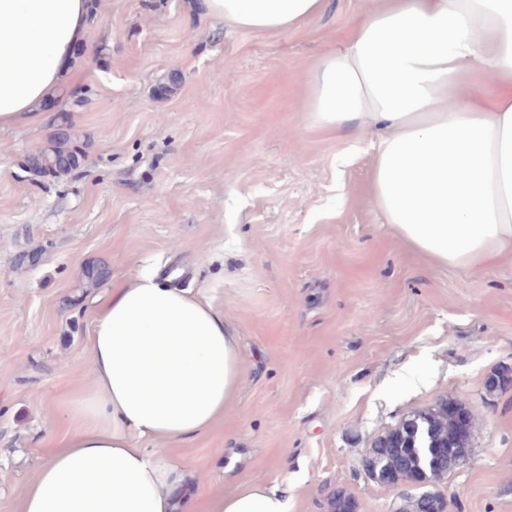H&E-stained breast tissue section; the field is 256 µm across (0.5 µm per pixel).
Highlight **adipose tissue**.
Listing matches in <instances>:
<instances>
[{"label": "adipose tissue", "mask_w": 512, "mask_h": 512, "mask_svg": "<svg viewBox=\"0 0 512 512\" xmlns=\"http://www.w3.org/2000/svg\"><path fill=\"white\" fill-rule=\"evenodd\" d=\"M200 2L265 31L326 5ZM94 20L89 0H0V129L39 119ZM306 112L368 136L371 203L406 244L440 265L512 267V0H373L317 61ZM88 352L91 380L64 402L72 428L33 449L40 465L19 512H199L169 448L222 420L237 391L223 313L145 272L110 293ZM209 512H288V497L246 483Z\"/></svg>", "instance_id": "ef3b65f1"}]
</instances>
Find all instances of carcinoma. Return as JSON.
I'll use <instances>...</instances> for the list:
<instances>
[{
  "label": "carcinoma",
  "mask_w": 512,
  "mask_h": 512,
  "mask_svg": "<svg viewBox=\"0 0 512 512\" xmlns=\"http://www.w3.org/2000/svg\"><path fill=\"white\" fill-rule=\"evenodd\" d=\"M63 130L57 142L47 150L28 158L30 170L57 176L80 166L81 154L74 147L76 139L71 125L62 119ZM459 404L441 398L432 406L418 411L378 437L368 455L376 459L378 469L390 484L412 483L421 479L439 480L459 465L456 451L468 447L456 409ZM354 498L345 491L331 495L326 502L330 512H352Z\"/></svg>",
  "instance_id": "obj_1"
}]
</instances>
